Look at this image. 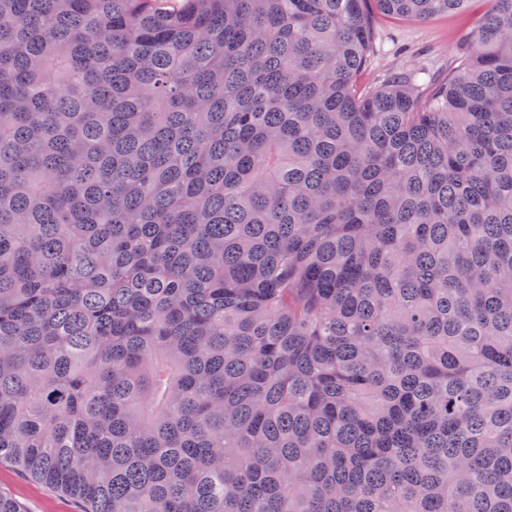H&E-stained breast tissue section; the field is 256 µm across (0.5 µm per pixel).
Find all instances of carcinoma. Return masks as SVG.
<instances>
[{"instance_id": "1", "label": "carcinoma", "mask_w": 512, "mask_h": 512, "mask_svg": "<svg viewBox=\"0 0 512 512\" xmlns=\"http://www.w3.org/2000/svg\"><path fill=\"white\" fill-rule=\"evenodd\" d=\"M0 0V461L83 512H512V0ZM485 8L484 2L474 1L465 14L441 15L413 24L379 17L374 24L376 41L366 81L379 87L397 67L425 65L431 71L447 68L458 37L474 29Z\"/></svg>"}]
</instances>
